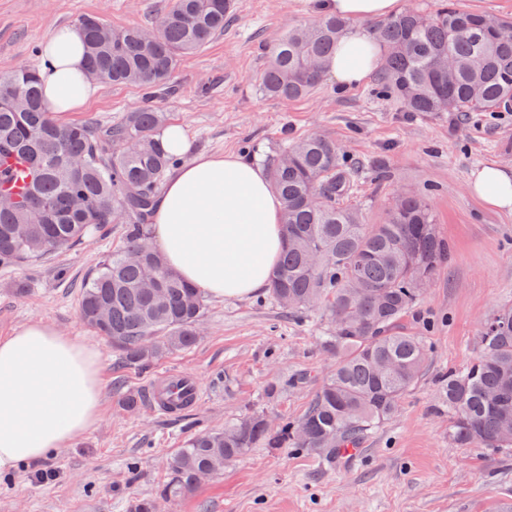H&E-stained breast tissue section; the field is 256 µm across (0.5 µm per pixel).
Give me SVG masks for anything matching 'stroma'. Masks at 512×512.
<instances>
[{
	"label": "stroma",
	"instance_id": "1",
	"mask_svg": "<svg viewBox=\"0 0 512 512\" xmlns=\"http://www.w3.org/2000/svg\"><path fill=\"white\" fill-rule=\"evenodd\" d=\"M223 35L181 58L170 90L157 100L170 123L183 125L189 156L235 154L265 165L286 141L320 133L362 165L357 198L365 223H378L388 199L431 185L441 234L452 246L420 303L431 350L416 387L397 416L375 430L351 460L318 464L293 448H255L200 484L166 512H482L512 503V452L455 448L448 418L436 413V378L476 357L482 323L512 305V211L490 207L469 189L475 169L512 171V112H407L377 96L374 79L342 87L332 78L305 97L260 96L267 65L261 46L289 28L314 21L318 0H236ZM170 0H0V78L22 66L40 67L38 48L50 31L86 14L111 27L154 28ZM136 86L100 83L95 97L70 121L101 126L140 105ZM388 178L375 184L371 171ZM121 244L113 226L84 245L0 270V336L40 320L92 345L100 357L99 421L68 447L0 474V512H126L129 500L156 495L167 461L191 432L223 428L239 414L260 410L270 419L299 416L334 358L321 349L326 322L285 318L267 292L242 299H208L203 335L190 350L146 366L124 365L77 314L76 282ZM28 290H15L18 281ZM168 373L191 376L201 396L181 413L163 416L148 405L129 411L126 394L143 393ZM308 384L289 388L288 378ZM283 384L276 398L269 384ZM53 480L37 482L36 469Z\"/></svg>",
	"mask_w": 512,
	"mask_h": 512
}]
</instances>
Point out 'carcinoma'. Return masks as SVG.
Masks as SVG:
<instances>
[{
  "label": "carcinoma",
  "mask_w": 512,
  "mask_h": 512,
  "mask_svg": "<svg viewBox=\"0 0 512 512\" xmlns=\"http://www.w3.org/2000/svg\"><path fill=\"white\" fill-rule=\"evenodd\" d=\"M235 0H172L156 32L80 21L88 68L112 84L168 85L180 58L224 32ZM347 19L324 13L265 46L259 80L268 98L294 100L326 77ZM384 49L377 93L408 112H512V19L440 0L431 12L407 8L367 23ZM167 114L143 105L104 130L62 124L46 112L38 71L20 67L0 81V269L13 268L122 224V245L87 278L79 315L121 362L147 366L199 342L203 291L171 272L151 225L165 173L179 164L157 136ZM282 202L284 248L269 299L288 318L328 322L323 349L336 364L297 418L268 423L248 412L222 430L187 437L170 457L158 497L175 502L253 448H298L328 466L352 457L397 415L417 385L428 340L408 322L435 275L451 260L428 190L389 201L381 222L365 224L350 204L359 164L336 141L312 134L268 160ZM477 357L439 377L438 409L457 448L512 450V306L488 317Z\"/></svg>",
  "instance_id": "obj_1"
}]
</instances>
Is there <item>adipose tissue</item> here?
Segmentation results:
<instances>
[{
	"label": "adipose tissue",
	"instance_id": "obj_1",
	"mask_svg": "<svg viewBox=\"0 0 512 512\" xmlns=\"http://www.w3.org/2000/svg\"><path fill=\"white\" fill-rule=\"evenodd\" d=\"M399 0H322L325 11L356 21L329 73L339 85L362 82L382 48L363 28L392 16ZM45 104L63 118L85 106L97 86L86 75L79 26L51 31L42 43ZM471 190L492 207L512 210V173L485 165ZM280 198L266 172L238 156L200 154L168 181L152 234L166 265L215 299L244 298L269 283L283 248ZM99 355L88 344L32 321L0 336V474L68 447L97 422Z\"/></svg>",
	"mask_w": 512,
	"mask_h": 512
}]
</instances>
